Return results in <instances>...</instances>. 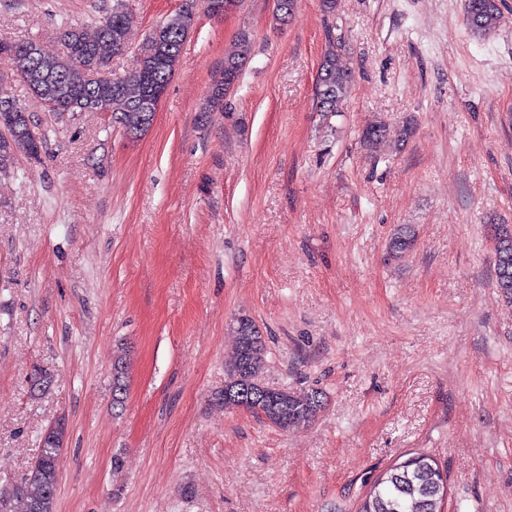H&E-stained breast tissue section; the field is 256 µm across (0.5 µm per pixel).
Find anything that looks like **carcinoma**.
Masks as SVG:
<instances>
[{"mask_svg":"<svg viewBox=\"0 0 512 512\" xmlns=\"http://www.w3.org/2000/svg\"><path fill=\"white\" fill-rule=\"evenodd\" d=\"M297 0H276V17L286 23L295 15ZM502 0H465L467 29L482 36L495 29L501 16ZM193 7L176 11L160 22L167 35L168 47L151 55L144 53L135 71L123 77H106L111 61L126 52L132 17L123 0H114L112 9L95 26L60 24L64 50L54 53L35 40L17 42L19 55L9 59L10 69L21 77L32 95L45 102L55 94L59 78L83 92L77 97L75 112H110L112 126L130 137L150 127L143 102L148 97L149 83L169 84L183 46L195 26ZM251 35L243 30L224 51V68L209 86L200 108L203 113L224 107V101L240 76L251 53ZM98 71L99 83L85 81L84 71ZM353 82V72L342 62V42L327 30V48L320 62L316 94L318 109L326 116L342 111ZM7 133L0 134V174L7 173L20 155L37 160L34 142L46 143V131L24 106L5 114ZM386 127L371 125L363 130L361 141L373 148L385 137ZM415 231L403 226L393 233L390 250L402 255L414 244ZM495 288L508 303L512 302V224L493 225ZM237 344L226 365L224 389H250L258 395V403L243 408L265 419L273 426L288 430L310 423L322 406L317 391H294L285 386L270 387L261 382L266 362L264 336L255 322L241 316L233 323ZM129 366L126 353L118 352L112 363L114 403L123 405L128 390ZM62 437L51 430L40 440V453L28 475L0 493V512H53L57 482V459L63 448ZM448 495L447 479L437 463L424 453H415L378 475L361 499L358 512H441Z\"/></svg>","mask_w":512,"mask_h":512,"instance_id":"carcinoma-1","label":"carcinoma"}]
</instances>
